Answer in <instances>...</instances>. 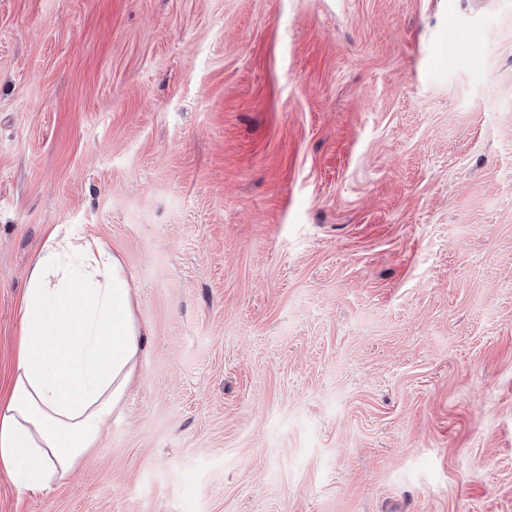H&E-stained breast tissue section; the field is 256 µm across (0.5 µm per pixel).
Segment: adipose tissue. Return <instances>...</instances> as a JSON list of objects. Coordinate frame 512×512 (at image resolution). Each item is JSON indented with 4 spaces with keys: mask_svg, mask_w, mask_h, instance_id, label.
I'll return each instance as SVG.
<instances>
[{
    "mask_svg": "<svg viewBox=\"0 0 512 512\" xmlns=\"http://www.w3.org/2000/svg\"><path fill=\"white\" fill-rule=\"evenodd\" d=\"M121 259L83 229L51 232L22 296L16 368L0 404V471L65 480L124 401L148 344Z\"/></svg>",
    "mask_w": 512,
    "mask_h": 512,
    "instance_id": "1",
    "label": "adipose tissue"
}]
</instances>
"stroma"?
I'll return each mask as SVG.
<instances>
[{"instance_id":"stroma-1","label":"stroma","mask_w":512,"mask_h":512,"mask_svg":"<svg viewBox=\"0 0 512 512\" xmlns=\"http://www.w3.org/2000/svg\"><path fill=\"white\" fill-rule=\"evenodd\" d=\"M74 226L149 343L0 512H512V0H0V399Z\"/></svg>"}]
</instances>
